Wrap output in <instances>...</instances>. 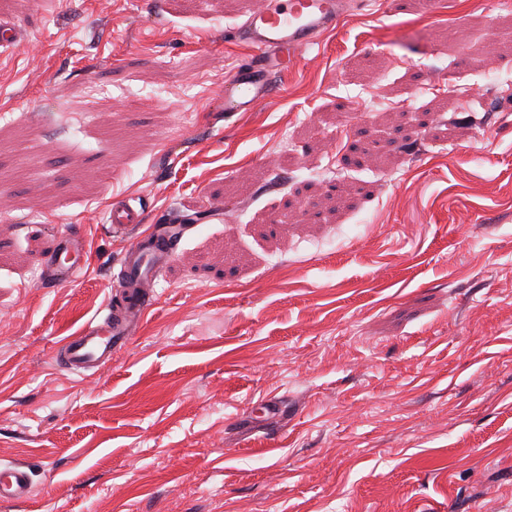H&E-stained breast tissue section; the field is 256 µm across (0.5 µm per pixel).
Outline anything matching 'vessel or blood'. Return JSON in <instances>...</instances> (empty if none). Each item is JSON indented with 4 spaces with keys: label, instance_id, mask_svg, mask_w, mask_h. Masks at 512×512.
Instances as JSON below:
<instances>
[{
    "label": "vessel or blood",
    "instance_id": "b4317fda",
    "mask_svg": "<svg viewBox=\"0 0 512 512\" xmlns=\"http://www.w3.org/2000/svg\"><path fill=\"white\" fill-rule=\"evenodd\" d=\"M351 6L350 0H259L237 26L234 37L251 49L249 63L235 67L224 78L225 116L254 111L271 98L275 74L309 47L333 31ZM144 221L142 202L125 197L113 200L109 230L124 244L122 258L112 272L118 297L138 286L139 300L133 310L118 302L106 306L98 322L84 326L64 339L55 361L63 370L83 375L108 365L113 355L130 339L152 304L150 290L187 232L184 224L156 225L150 237L140 232ZM86 246L81 233L61 236L46 267L53 285L73 282L86 264ZM32 482L26 465H0V502H19L30 497Z\"/></svg>",
    "mask_w": 512,
    "mask_h": 512
}]
</instances>
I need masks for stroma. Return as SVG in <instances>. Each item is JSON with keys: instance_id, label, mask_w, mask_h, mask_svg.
Segmentation results:
<instances>
[{"instance_id": "1", "label": "stroma", "mask_w": 512, "mask_h": 512, "mask_svg": "<svg viewBox=\"0 0 512 512\" xmlns=\"http://www.w3.org/2000/svg\"><path fill=\"white\" fill-rule=\"evenodd\" d=\"M257 2L0 10V464L34 487L0 512H512V7L355 0L228 119ZM123 194L198 222L73 375ZM74 230L87 265L49 286Z\"/></svg>"}]
</instances>
